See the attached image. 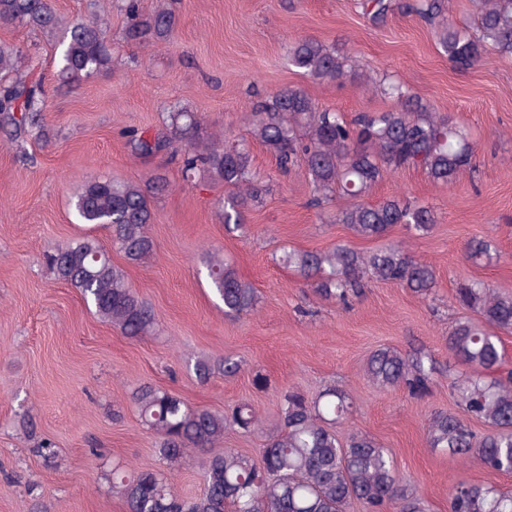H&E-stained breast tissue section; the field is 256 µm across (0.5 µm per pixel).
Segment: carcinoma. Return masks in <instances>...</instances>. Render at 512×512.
<instances>
[{
  "mask_svg": "<svg viewBox=\"0 0 512 512\" xmlns=\"http://www.w3.org/2000/svg\"><path fill=\"white\" fill-rule=\"evenodd\" d=\"M116 2L126 18L125 41L173 38L178 16L164 0ZM471 2L473 20L465 27L448 20V0H364L362 7L374 22L397 11L433 26L448 61L462 69L477 66L490 53L511 56L512 0ZM0 23L59 28L51 0H0ZM286 59L312 80L336 82L351 76L342 49L314 38L290 42ZM25 60L20 48L0 43V122L14 143L46 137L47 91L42 82L22 74ZM111 62V47L97 20L74 22L64 27L53 80L57 87L72 90L108 70ZM373 88L394 108L349 119L303 90L287 87L253 102L244 115L247 140L220 133L201 140V116L176 107L168 113L167 132L151 135L132 128L125 137L137 155H169L189 181L224 184L222 217L228 234L242 230L245 211L261 207L271 192L270 179L254 167L251 145L258 144L275 157L280 174L304 173L311 187L310 206L323 211L338 199L344 201L334 222L346 225L354 238L379 240L398 224L415 237L428 235L437 224L431 207L400 195L375 203L366 198L385 176L403 169L419 168L437 184L452 183L474 172L476 149L460 121L430 111L405 83L386 78ZM163 190L162 181L147 185L88 178L71 206L78 223L112 230L110 246L86 235L49 256L57 279L75 288L102 320L129 338L152 335L158 318L130 287L124 269L112 262V252L130 264L153 255L151 201ZM495 254L487 238H472L465 246L466 259L476 265ZM279 263L319 298L344 307L359 297L367 282L393 283L422 298L434 297L438 284L432 265L393 243L369 251L349 243L315 250L290 247L282 251ZM205 266L225 314L240 317L259 311L257 289L220 252L207 253ZM454 300L469 312L452 322L446 338L448 354L463 366L458 374L448 373L457 410L430 415L427 443L512 475V371L504 369L501 338L512 333V293L469 280L457 285ZM240 370V360L232 355L194 363L200 382L216 374L232 377ZM439 373L440 366L423 348L403 352L383 345L368 355L364 366L373 385L385 391L403 389L412 396L423 395ZM132 403L143 425L158 438L162 466L130 476L112 469L108 481L127 512H347L355 501L365 512H426L388 449L363 432L338 437L336 427L351 415L352 401L336 386L311 399L292 389L282 391L280 422L268 433L258 463L235 448L209 454L224 442L229 427L245 433L262 430L261 417L247 402L224 412L191 408L180 397L145 385L132 393ZM474 423L486 432L477 434ZM194 450L205 453L203 489L196 498H181L172 491L168 468ZM448 512H512V492L461 481L450 494Z\"/></svg>",
  "mask_w": 512,
  "mask_h": 512,
  "instance_id": "cac0c4a2",
  "label": "carcinoma"
}]
</instances>
